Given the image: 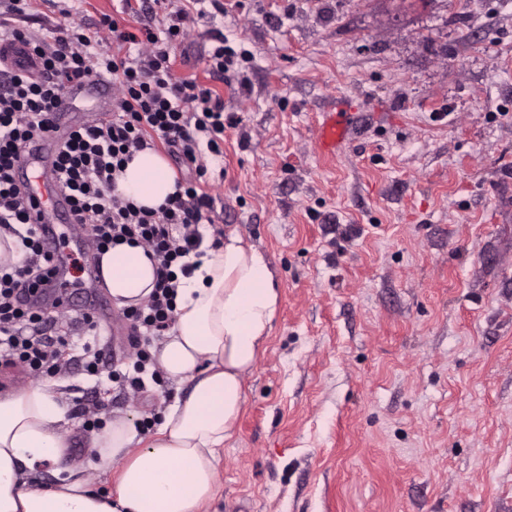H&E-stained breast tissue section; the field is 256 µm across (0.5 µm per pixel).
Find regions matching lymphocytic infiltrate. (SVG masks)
<instances>
[{"label":"lymphocytic infiltrate","instance_id":"f902f5d3","mask_svg":"<svg viewBox=\"0 0 512 512\" xmlns=\"http://www.w3.org/2000/svg\"><path fill=\"white\" fill-rule=\"evenodd\" d=\"M34 0H0V43L23 44L35 57L39 74L0 72V237H16L19 261L0 264V366L34 375L67 377L74 361L88 375H99L112 350L94 343L99 324L88 312L67 314L68 303L55 282L57 257L45 250L39 225L30 218L35 203L13 173L28 141L62 136L53 160L56 181L70 200V221L89 233L95 253L125 242L143 244L157 263L155 288L147 304L125 310L127 341L136 351L132 373L110 372L120 390L135 392L161 382L150 348L175 321L178 278L194 269L189 261L203 235L199 230L214 199L201 187L208 156H221L224 102L192 77L174 75L171 47L183 37L196 6L220 0H164L162 32L152 27L153 10L144 8L139 33L120 30L104 17L89 34L71 22L72 11L52 34L18 26ZM109 31L118 49L103 53L99 34ZM117 86L112 111L97 125H80L59 134L54 122L66 106V91L99 76ZM164 147L194 173L183 190L156 210L116 193V176L136 152ZM89 335L80 356L68 351L72 331Z\"/></svg>","mask_w":512,"mask_h":512}]
</instances>
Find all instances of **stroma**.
Returning a JSON list of instances; mask_svg holds the SVG:
<instances>
[{
    "label": "stroma",
    "instance_id": "1",
    "mask_svg": "<svg viewBox=\"0 0 512 512\" xmlns=\"http://www.w3.org/2000/svg\"><path fill=\"white\" fill-rule=\"evenodd\" d=\"M172 47L235 125L209 159L204 236L268 258L280 303L205 512H512V0H223ZM124 0H75L93 30ZM242 57L210 77L216 34ZM356 106L316 150L323 112ZM60 463L92 488L75 398L140 420L188 391L113 392L74 367ZM352 106L340 102L336 110L325 112L319 123L317 143L318 153L322 156L336 155V149L346 140L349 130Z\"/></svg>",
    "mask_w": 512,
    "mask_h": 512
}]
</instances>
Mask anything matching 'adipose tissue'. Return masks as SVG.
Instances as JSON below:
<instances>
[{
	"mask_svg": "<svg viewBox=\"0 0 512 512\" xmlns=\"http://www.w3.org/2000/svg\"><path fill=\"white\" fill-rule=\"evenodd\" d=\"M117 187L156 209L178 179L147 149L126 164ZM193 262L177 290L176 323L156 351L159 369L186 382L187 396L167 408L143 447H134L137 431L124 414L93 442L97 468L118 470L116 495L102 498L72 473L48 488L28 485L26 470L59 461L67 446L66 409L39 382L0 399V512H203L216 497L220 450L244 403L243 377L266 350L279 291L268 260L237 232L215 248L202 243ZM99 265L117 308L140 305L154 288L156 265L143 247L113 246Z\"/></svg>",
	"mask_w": 512,
	"mask_h": 512,
	"instance_id": "1",
	"label": "adipose tissue"
}]
</instances>
